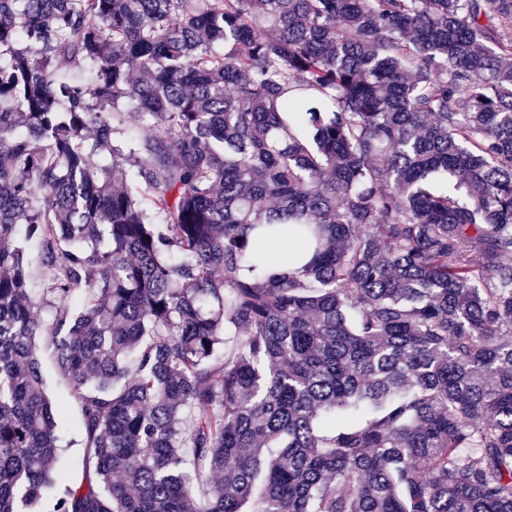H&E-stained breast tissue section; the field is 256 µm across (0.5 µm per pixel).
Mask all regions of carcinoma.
<instances>
[{
	"label": "carcinoma",
	"mask_w": 512,
	"mask_h": 512,
	"mask_svg": "<svg viewBox=\"0 0 512 512\" xmlns=\"http://www.w3.org/2000/svg\"><path fill=\"white\" fill-rule=\"evenodd\" d=\"M510 254L512 0H0V512H512ZM42 366L46 394L62 405V412L57 419L59 444L63 449L60 453V469L64 472L70 471L72 476L80 478L81 459L85 451L81 431V406L73 397L68 382L57 370L46 338L43 341Z\"/></svg>",
	"instance_id": "cac0c4a2"
}]
</instances>
